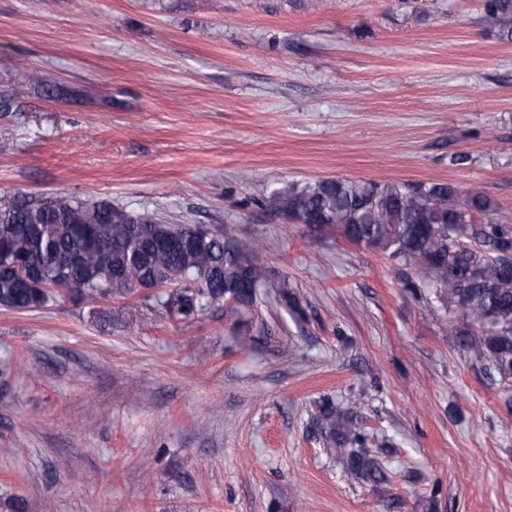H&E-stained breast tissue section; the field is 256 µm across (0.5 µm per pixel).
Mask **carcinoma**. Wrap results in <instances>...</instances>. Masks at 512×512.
<instances>
[{
  "mask_svg": "<svg viewBox=\"0 0 512 512\" xmlns=\"http://www.w3.org/2000/svg\"><path fill=\"white\" fill-rule=\"evenodd\" d=\"M485 9L512 41V0H485ZM33 79L18 74L0 100H15ZM266 203L316 232L333 230L350 243L414 263L418 282L463 315L455 329L458 348L485 363L490 378L512 381V226L491 221L486 195L474 191L461 199L448 183L321 179L276 188ZM175 227L183 243L170 246ZM255 250L217 233L197 237L192 225L175 226L110 201L16 194L0 199V307L33 311L62 295L95 302L152 289L166 315L191 323L227 301L239 313L266 288L302 316L288 280L270 279ZM316 407L308 435L336 453L351 477L388 481L366 447L355 408L328 396Z\"/></svg>",
  "mask_w": 512,
  "mask_h": 512,
  "instance_id": "cac0c4a2",
  "label": "carcinoma"
}]
</instances>
